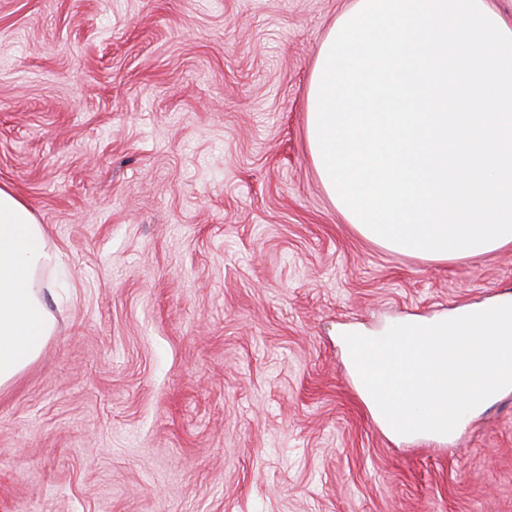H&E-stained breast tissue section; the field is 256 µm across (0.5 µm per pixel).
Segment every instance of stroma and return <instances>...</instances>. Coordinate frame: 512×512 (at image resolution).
Segmentation results:
<instances>
[{
	"label": "stroma",
	"mask_w": 512,
	"mask_h": 512,
	"mask_svg": "<svg viewBox=\"0 0 512 512\" xmlns=\"http://www.w3.org/2000/svg\"><path fill=\"white\" fill-rule=\"evenodd\" d=\"M350 0H0V185L55 331L0 391V512H512V390L448 441L372 418L337 338L512 293L345 224L305 140Z\"/></svg>",
	"instance_id": "stroma-1"
}]
</instances>
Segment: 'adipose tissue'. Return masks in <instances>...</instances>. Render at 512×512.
I'll list each match as a JSON object with an SVG mask.
<instances>
[{
    "instance_id": "adipose-tissue-1",
    "label": "adipose tissue",
    "mask_w": 512,
    "mask_h": 512,
    "mask_svg": "<svg viewBox=\"0 0 512 512\" xmlns=\"http://www.w3.org/2000/svg\"><path fill=\"white\" fill-rule=\"evenodd\" d=\"M55 256L33 212L0 186V390L34 362L54 331L37 278Z\"/></svg>"
}]
</instances>
